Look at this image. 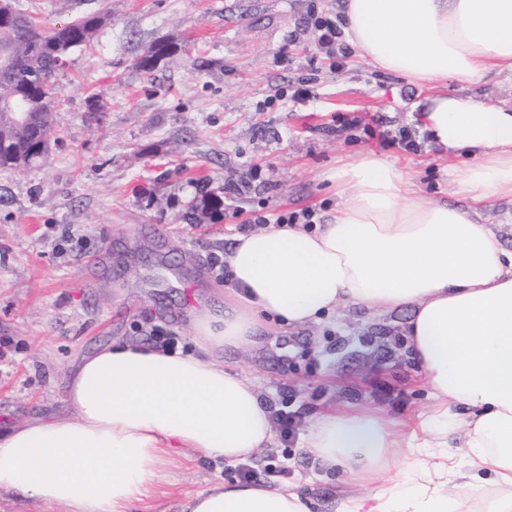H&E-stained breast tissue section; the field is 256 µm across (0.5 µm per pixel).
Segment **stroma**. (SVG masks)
<instances>
[{
  "mask_svg": "<svg viewBox=\"0 0 512 512\" xmlns=\"http://www.w3.org/2000/svg\"><path fill=\"white\" fill-rule=\"evenodd\" d=\"M53 26L105 14L92 42L73 52L58 82L54 140L46 160L0 169V428L48 417L74 419L66 379L82 356L117 338L150 342L159 328L197 354L196 310L224 302L216 267L253 214L276 218L336 207L325 175L365 152L395 158L418 192L459 204L447 157L432 143L412 154L380 148L340 126L363 113L395 130L419 129L426 87L340 59L306 24L310 11L342 14L344 0H14ZM173 51L151 71L137 60L153 43ZM274 107H265L269 96ZM219 190L192 211L202 188ZM410 308L338 309L316 324L262 325L225 366L254 380L273 410L300 429L329 410L422 411L427 392L406 352ZM250 459L255 482L292 484L314 512H336L340 490L358 494L340 469L322 466L300 438L274 426ZM239 466L191 450L171 457L135 512H181L191 497Z\"/></svg>",
  "mask_w": 512,
  "mask_h": 512,
  "instance_id": "stroma-1",
  "label": "stroma"
}]
</instances>
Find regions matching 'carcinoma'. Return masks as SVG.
Listing matches in <instances>:
<instances>
[{"instance_id": "1", "label": "carcinoma", "mask_w": 512, "mask_h": 512, "mask_svg": "<svg viewBox=\"0 0 512 512\" xmlns=\"http://www.w3.org/2000/svg\"><path fill=\"white\" fill-rule=\"evenodd\" d=\"M104 22L101 15L79 17L64 28L47 26L18 9L0 18V61H11V74L0 81V168H31L48 155L54 138L53 112L58 71L53 61L58 47L88 45ZM168 51L155 43L137 61L140 69L154 67Z\"/></svg>"}]
</instances>
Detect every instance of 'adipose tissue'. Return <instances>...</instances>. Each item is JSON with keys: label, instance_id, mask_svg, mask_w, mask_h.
Returning <instances> with one entry per match:
<instances>
[{"label": "adipose tissue", "instance_id": "adipose-tissue-1", "mask_svg": "<svg viewBox=\"0 0 512 512\" xmlns=\"http://www.w3.org/2000/svg\"><path fill=\"white\" fill-rule=\"evenodd\" d=\"M344 33L358 54L416 85L424 129L468 162L448 168L458 195L512 200V105L444 89L512 72V0H345ZM338 203L307 230L280 224L236 234L223 311L193 329L202 355L114 341L73 371L72 420L23 422L0 432V492L66 512H130L159 480L172 451L233 465L273 439L272 408L227 348L259 325L320 322L346 306L411 307L407 347L430 403L415 419L332 410L303 445L323 466L377 492L341 498L336 512H467L475 481L494 489L482 512H512V250L483 214L419 194L387 156L365 153L327 175ZM462 404L468 417L449 414ZM414 460L393 475L397 449ZM467 451L458 464L453 451ZM181 512H311L292 485L219 482Z\"/></svg>", "mask_w": 512, "mask_h": 512}]
</instances>
